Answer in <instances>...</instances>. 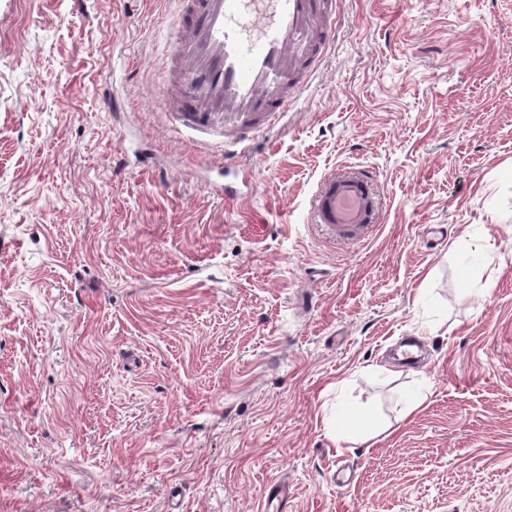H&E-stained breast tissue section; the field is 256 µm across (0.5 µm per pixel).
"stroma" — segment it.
<instances>
[{"label": "stroma", "instance_id": "1", "mask_svg": "<svg viewBox=\"0 0 512 512\" xmlns=\"http://www.w3.org/2000/svg\"><path fill=\"white\" fill-rule=\"evenodd\" d=\"M335 3L231 203L174 0H0V512H512V0ZM371 175L353 165L330 170L310 203V223L325 226L340 244L364 240L376 222Z\"/></svg>", "mask_w": 512, "mask_h": 512}]
</instances>
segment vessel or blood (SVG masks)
Segmentation results:
<instances>
[{
	"label": "vessel or blood",
	"instance_id": "b4317fda",
	"mask_svg": "<svg viewBox=\"0 0 512 512\" xmlns=\"http://www.w3.org/2000/svg\"><path fill=\"white\" fill-rule=\"evenodd\" d=\"M326 0H177L178 90L165 110L187 132L222 137L224 167L241 169V146L302 93L335 38ZM372 178L330 170L310 221L341 244L364 240L375 220Z\"/></svg>",
	"mask_w": 512,
	"mask_h": 512
}]
</instances>
